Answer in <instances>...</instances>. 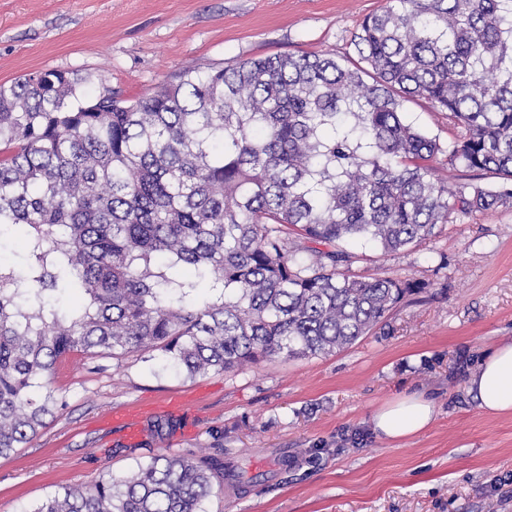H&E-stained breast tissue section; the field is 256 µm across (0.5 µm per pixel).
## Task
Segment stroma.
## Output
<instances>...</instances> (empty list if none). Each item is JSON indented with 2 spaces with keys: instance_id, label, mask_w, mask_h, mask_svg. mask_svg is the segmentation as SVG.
I'll return each mask as SVG.
<instances>
[{
  "instance_id": "obj_1",
  "label": "stroma",
  "mask_w": 512,
  "mask_h": 512,
  "mask_svg": "<svg viewBox=\"0 0 512 512\" xmlns=\"http://www.w3.org/2000/svg\"><path fill=\"white\" fill-rule=\"evenodd\" d=\"M386 0H0V84L28 73L86 76L82 100L135 101L184 67L276 54L355 56L351 38ZM405 119L448 143L460 134L423 98ZM349 249L354 275L413 279L383 326L346 349L187 376L157 350L73 353L45 379L64 409L0 457V512H35L64 488L125 476L157 456L208 454L224 486L205 512H512V414L490 415L465 382L512 342V208L459 215L420 245ZM425 391L436 414L391 444L371 417ZM171 397L183 412H164ZM142 408L138 443L107 416Z\"/></svg>"
}]
</instances>
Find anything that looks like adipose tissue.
Here are the masks:
<instances>
[{
	"label": "adipose tissue",
	"mask_w": 512,
	"mask_h": 512,
	"mask_svg": "<svg viewBox=\"0 0 512 512\" xmlns=\"http://www.w3.org/2000/svg\"><path fill=\"white\" fill-rule=\"evenodd\" d=\"M467 391L483 412H512V343L501 344L478 362ZM434 417V402L425 392H405L373 413L372 428L378 437L396 443L425 430Z\"/></svg>",
	"instance_id": "adipose-tissue-1"
}]
</instances>
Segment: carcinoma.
Here are the masks:
<instances>
[{
	"label": "carcinoma",
	"instance_id": "cac0c4a2",
	"mask_svg": "<svg viewBox=\"0 0 512 512\" xmlns=\"http://www.w3.org/2000/svg\"><path fill=\"white\" fill-rule=\"evenodd\" d=\"M354 46L187 67L132 104H83L64 70L0 84V236L23 243L0 269V456L63 407L33 389L70 353L160 350L195 376L341 350L424 287L349 274L346 244L397 252L512 206V0H388ZM415 97L465 133L406 122ZM444 153L500 186L449 187ZM222 478L159 456L36 512H203Z\"/></svg>",
	"mask_w": 512,
	"mask_h": 512
}]
</instances>
